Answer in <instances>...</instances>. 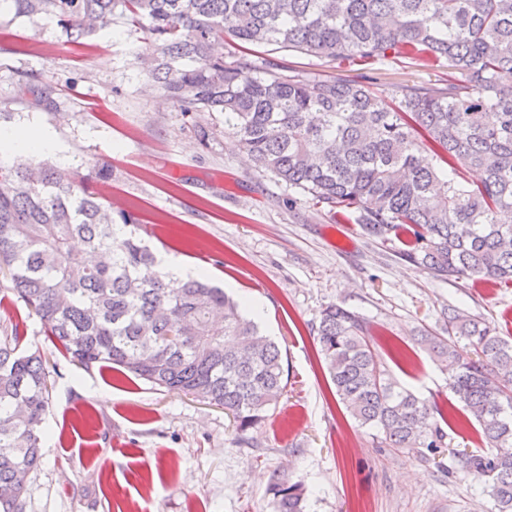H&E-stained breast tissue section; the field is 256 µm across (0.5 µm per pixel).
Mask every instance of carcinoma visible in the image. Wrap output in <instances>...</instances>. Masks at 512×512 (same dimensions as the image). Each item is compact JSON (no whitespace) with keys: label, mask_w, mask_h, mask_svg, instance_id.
<instances>
[{"label":"carcinoma","mask_w":512,"mask_h":512,"mask_svg":"<svg viewBox=\"0 0 512 512\" xmlns=\"http://www.w3.org/2000/svg\"><path fill=\"white\" fill-rule=\"evenodd\" d=\"M48 17L80 43L115 22L154 47L151 80L187 112H222L258 168L440 279L512 283V0H0V14ZM236 41L231 61L214 53ZM278 45L327 63L388 56L448 64V83L390 95L357 79L299 78L249 47ZM24 93L54 109L51 92ZM482 172L477 184L462 171ZM112 166L78 176L47 162L0 157V272L81 365L111 364L221 406L245 432L287 387L281 352L246 308L208 276L176 278L140 237L131 211L89 191ZM80 239L85 254L74 252ZM316 339L336 395L379 443L420 456L444 447L436 405L400 386L355 313L328 306ZM448 337L421 342L448 370V389L494 451L453 453L512 512V341L455 309ZM19 327L0 336V512H22L40 463L49 406L41 355ZM275 512H303L301 483L270 486Z\"/></svg>","instance_id":"1"}]
</instances>
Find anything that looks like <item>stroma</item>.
<instances>
[{"instance_id":"35a3bbf8","label":"stroma","mask_w":512,"mask_h":512,"mask_svg":"<svg viewBox=\"0 0 512 512\" xmlns=\"http://www.w3.org/2000/svg\"><path fill=\"white\" fill-rule=\"evenodd\" d=\"M145 49L119 23L78 46L47 18L0 20V126L37 122L81 173L109 161L112 180L98 190L136 214L152 248L206 269L234 298L262 297L258 322L288 385L239 433L222 407L120 367L71 361L0 274V330L19 324L23 349L40 352L48 372L42 457L24 512H274L277 478L304 484L306 512H496L483 482L452 470L451 449L487 450L475 428L445 425V449L426 460L378 447L340 403L315 328L327 306L356 312L390 374L445 408L448 374L419 336L442 335L454 308L512 338V285L435 278L401 260L399 242L312 204L254 165L223 114L184 113L152 86L138 59ZM258 56L287 75L357 76L271 46ZM26 74L52 90L56 114L20 97ZM373 77L388 94L442 86L448 71L388 59Z\"/></svg>"}]
</instances>
